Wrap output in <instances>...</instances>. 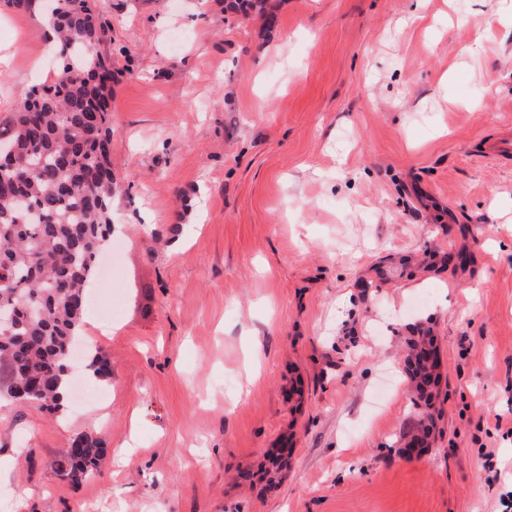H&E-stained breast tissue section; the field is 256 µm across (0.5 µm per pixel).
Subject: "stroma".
<instances>
[{
  "label": "stroma",
  "instance_id": "obj_1",
  "mask_svg": "<svg viewBox=\"0 0 512 512\" xmlns=\"http://www.w3.org/2000/svg\"><path fill=\"white\" fill-rule=\"evenodd\" d=\"M224 2L103 0L122 191L84 328L112 377L65 420L0 401V512H497L512 159L484 153L512 135V0ZM58 70L0 0V127ZM417 326L442 397L409 456ZM80 434L107 453L74 486L52 462Z\"/></svg>",
  "mask_w": 512,
  "mask_h": 512
}]
</instances>
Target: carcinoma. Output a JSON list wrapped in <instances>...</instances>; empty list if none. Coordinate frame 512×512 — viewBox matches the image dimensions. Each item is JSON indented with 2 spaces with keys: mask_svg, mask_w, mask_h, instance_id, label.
<instances>
[{
  "mask_svg": "<svg viewBox=\"0 0 512 512\" xmlns=\"http://www.w3.org/2000/svg\"><path fill=\"white\" fill-rule=\"evenodd\" d=\"M5 0L20 13H38L58 41L55 79L24 91L8 126L0 129V308L14 324L0 330V379L4 395L27 380V402L50 412L61 407L59 386L81 334L85 290L96 275V260L111 232L112 199L119 191L110 162L112 116L107 95L112 62L96 47L108 37L97 0ZM411 353L437 349L426 331L411 337ZM92 376H112L99 357L88 362ZM415 398L405 438L436 427L427 410L425 387L433 368L407 365ZM107 449L87 435L73 438L54 466L77 485L88 478Z\"/></svg>",
  "mask_w": 512,
  "mask_h": 512,
  "instance_id": "cac0c4a2",
  "label": "carcinoma"
}]
</instances>
